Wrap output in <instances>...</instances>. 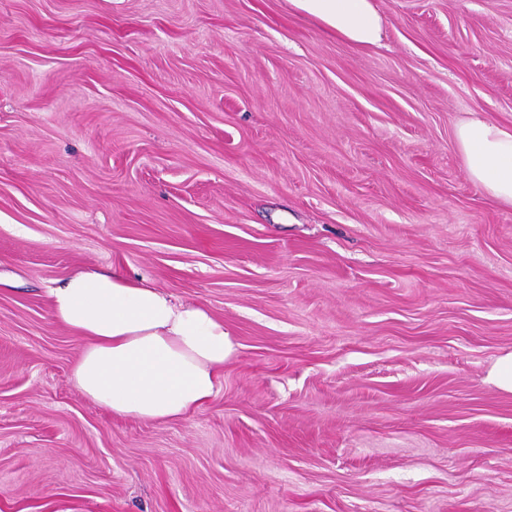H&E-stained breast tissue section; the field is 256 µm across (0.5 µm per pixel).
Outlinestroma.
Returning a JSON list of instances; mask_svg holds the SVG:
<instances>
[{
	"label": "stroma",
	"instance_id": "1",
	"mask_svg": "<svg viewBox=\"0 0 512 512\" xmlns=\"http://www.w3.org/2000/svg\"><path fill=\"white\" fill-rule=\"evenodd\" d=\"M0 0V512H512V0ZM200 302L236 351L169 423L71 380L47 290ZM289 3L353 45L372 46L380 39L381 17L373 0H289ZM470 179L488 196L512 203V128L471 119L456 130ZM489 379L499 390L512 393V352L497 358L490 369Z\"/></svg>",
	"mask_w": 512,
	"mask_h": 512
}]
</instances>
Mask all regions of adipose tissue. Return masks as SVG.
<instances>
[{
	"label": "adipose tissue",
	"instance_id": "1",
	"mask_svg": "<svg viewBox=\"0 0 512 512\" xmlns=\"http://www.w3.org/2000/svg\"><path fill=\"white\" fill-rule=\"evenodd\" d=\"M300 13L356 46L378 43L373 0H289ZM470 179L512 202V128L473 119L456 130ZM53 318L83 338L75 386L113 416L167 422L214 395L235 344L201 303L129 281L119 270L79 271L48 291Z\"/></svg>",
	"mask_w": 512,
	"mask_h": 512
}]
</instances>
